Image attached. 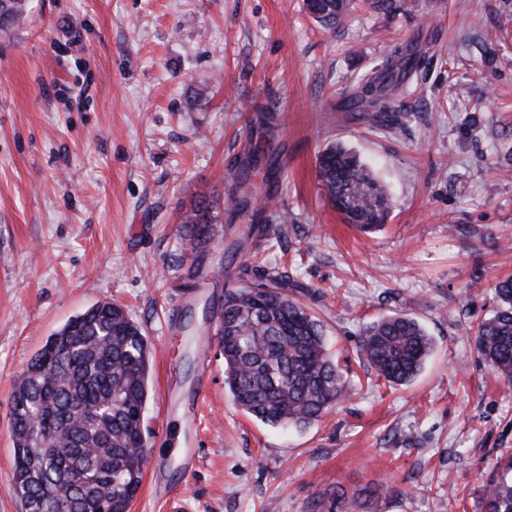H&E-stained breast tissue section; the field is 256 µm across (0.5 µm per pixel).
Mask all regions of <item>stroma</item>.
Returning <instances> with one entry per match:
<instances>
[{
  "label": "stroma",
  "mask_w": 512,
  "mask_h": 512,
  "mask_svg": "<svg viewBox=\"0 0 512 512\" xmlns=\"http://www.w3.org/2000/svg\"><path fill=\"white\" fill-rule=\"evenodd\" d=\"M358 0L329 31L304 0H31L0 46V512L11 491L13 383L47 338L93 304L122 305L150 344L148 460L130 512H478L512 455V384L468 332L512 275V0ZM426 51L383 128L336 103L395 46ZM354 148L392 200L363 234L316 177L326 144ZM280 169L263 235L217 221L198 281L181 226L222 207L248 147ZM284 268L314 298L353 395L304 429L242 412L224 383L217 322L230 243ZM412 312L436 349L410 384L368 366L364 326ZM206 400L189 402L198 383ZM375 493L365 508L357 489Z\"/></svg>",
  "instance_id": "obj_1"
}]
</instances>
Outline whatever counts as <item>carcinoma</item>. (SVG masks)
Returning a JSON list of instances; mask_svg holds the SVG:
<instances>
[{"label": "carcinoma", "mask_w": 512, "mask_h": 512, "mask_svg": "<svg viewBox=\"0 0 512 512\" xmlns=\"http://www.w3.org/2000/svg\"><path fill=\"white\" fill-rule=\"evenodd\" d=\"M30 0H0V43L26 25ZM353 0H306L318 23H343ZM425 56L398 49L373 75L341 93L346 109L362 108L391 130L403 126L397 94L406 91ZM260 163L252 151L235 162V188L224 202L229 221L249 219L263 231V210L239 197ZM317 176L334 208L364 233L386 223L392 204L385 186L355 151L328 144L317 155ZM216 216L201 201L181 224L204 247ZM238 285L224 289L218 348L224 383L234 403L272 426L306 427L346 399L351 387L325 345L326 325L291 293L301 287L286 272L242 261ZM498 307L473 334L484 364L512 384V277L495 284ZM369 366L394 386L412 382L435 343L407 313L369 324L361 337ZM150 346L118 304L100 301L48 337L20 374L12 398L13 493L25 512H130L147 460L143 437L148 400ZM51 440L48 455L33 448L36 435ZM479 512H512V459L499 463L480 489Z\"/></svg>", "instance_id": "1"}]
</instances>
